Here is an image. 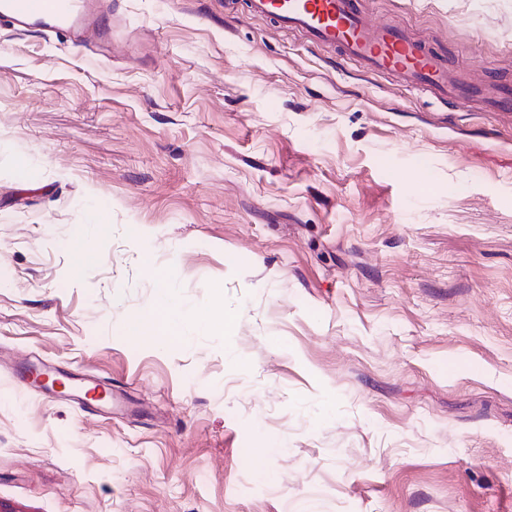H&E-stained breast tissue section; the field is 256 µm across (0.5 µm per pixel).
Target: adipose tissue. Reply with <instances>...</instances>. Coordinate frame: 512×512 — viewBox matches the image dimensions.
Masks as SVG:
<instances>
[{
  "mask_svg": "<svg viewBox=\"0 0 512 512\" xmlns=\"http://www.w3.org/2000/svg\"><path fill=\"white\" fill-rule=\"evenodd\" d=\"M144 262L152 267V273L159 284V293L146 312L130 320V335L160 336L170 342H183L192 326L205 331L219 330L225 333L233 329L236 314L229 309L202 307L193 312L191 321H184L176 308L171 268L155 266L152 256L149 255L145 256Z\"/></svg>",
  "mask_w": 512,
  "mask_h": 512,
  "instance_id": "obj_1",
  "label": "adipose tissue"
}]
</instances>
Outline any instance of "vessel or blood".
<instances>
[{
    "label": "vessel or blood",
    "instance_id": "1",
    "mask_svg": "<svg viewBox=\"0 0 512 512\" xmlns=\"http://www.w3.org/2000/svg\"><path fill=\"white\" fill-rule=\"evenodd\" d=\"M251 15L304 32L317 43L340 49L369 71L390 73L402 83L422 86L456 100L483 99L498 112H512V88L491 82H449L447 66L423 43L408 39L389 21L367 18L354 0H248ZM96 0H0V16L18 31L41 26L60 36L78 35L86 43L112 42L111 18L98 14Z\"/></svg>",
    "mask_w": 512,
    "mask_h": 512
}]
</instances>
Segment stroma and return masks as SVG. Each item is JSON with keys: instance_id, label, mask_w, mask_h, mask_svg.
Masks as SVG:
<instances>
[{"instance_id": "stroma-1", "label": "stroma", "mask_w": 512, "mask_h": 512, "mask_svg": "<svg viewBox=\"0 0 512 512\" xmlns=\"http://www.w3.org/2000/svg\"><path fill=\"white\" fill-rule=\"evenodd\" d=\"M358 6L454 81H512V0ZM112 22L108 51L0 26V503L512 512V112L225 0ZM147 249L234 329L127 335ZM29 358L116 407L25 383Z\"/></svg>"}]
</instances>
